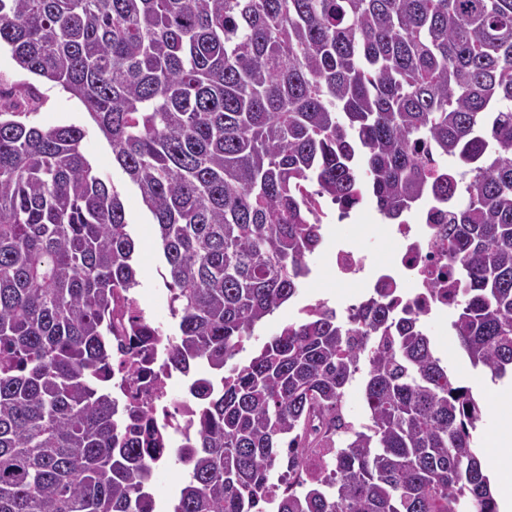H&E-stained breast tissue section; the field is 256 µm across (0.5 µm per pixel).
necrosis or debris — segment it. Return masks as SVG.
<instances>
[{"label": "necrosis or debris", "mask_w": 512, "mask_h": 512, "mask_svg": "<svg viewBox=\"0 0 512 512\" xmlns=\"http://www.w3.org/2000/svg\"><path fill=\"white\" fill-rule=\"evenodd\" d=\"M447 212V205L426 201L409 212L403 223L363 225L358 240L344 235L341 225H325L320 235L326 243L329 271L339 279L363 280L364 288L355 296L333 300L298 297L291 306V316L297 319L326 307L348 320L371 298L385 293L393 299L395 309L418 312L424 323L445 319L448 257L436 240L442 230L440 217ZM366 239L390 245L386 264H369L362 246ZM112 341L120 352L109 364L112 395L123 406L134 400L149 407L146 426L158 438L153 463L155 468H162L170 457L183 456L195 436L196 386L185 382L183 372L170 364L171 337L116 335ZM180 382L185 388L177 396L173 390Z\"/></svg>", "instance_id": "obj_1"}]
</instances>
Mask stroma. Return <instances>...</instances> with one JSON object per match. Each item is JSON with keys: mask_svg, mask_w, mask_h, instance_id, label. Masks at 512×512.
<instances>
[{"mask_svg": "<svg viewBox=\"0 0 512 512\" xmlns=\"http://www.w3.org/2000/svg\"><path fill=\"white\" fill-rule=\"evenodd\" d=\"M25 83L36 87L43 98V105L34 117L35 123L43 127L74 124L83 128L85 138L82 148L86 157L91 160L98 173L121 189L138 243V292L145 301L146 315L149 320L166 330H174L176 323L167 306L170 293L165 285L164 262L156 244V228L138 191L127 182L114 161L111 146L77 98L63 91L60 86L21 69L12 59L8 47H1L0 88L11 89ZM433 343L438 356L456 374L461 384L471 388L480 399L485 416L474 435V446L482 448L505 421L492 402L496 384L491 381L487 371L472 367L463 357L455 335L435 336Z\"/></svg>", "mask_w": 512, "mask_h": 512, "instance_id": "obj_1", "label": "stroma"}]
</instances>
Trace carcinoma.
<instances>
[{
    "instance_id": "obj_1",
    "label": "carcinoma",
    "mask_w": 512,
    "mask_h": 512,
    "mask_svg": "<svg viewBox=\"0 0 512 512\" xmlns=\"http://www.w3.org/2000/svg\"><path fill=\"white\" fill-rule=\"evenodd\" d=\"M2 44L83 103L156 225L171 362L210 375L176 512H267L334 430L326 473L276 512H499L479 399L387 296L228 362L298 296L320 206L369 197L399 224L461 177L450 327L512 376V0H0ZM42 104L0 91V512H153L148 413L101 369L112 302L139 286L131 220L84 130L31 120ZM343 412L349 421L362 423L367 419L364 401V387L361 380L350 385L343 400Z\"/></svg>"
}]
</instances>
